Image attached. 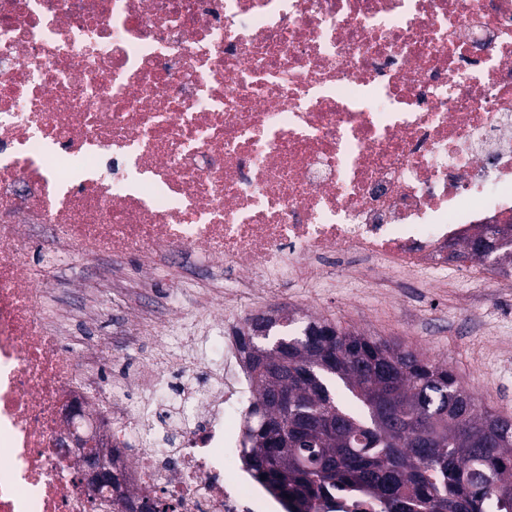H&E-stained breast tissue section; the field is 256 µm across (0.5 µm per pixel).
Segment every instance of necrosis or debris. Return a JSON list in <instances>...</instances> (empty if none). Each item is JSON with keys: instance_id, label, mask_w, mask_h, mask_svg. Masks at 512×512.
<instances>
[{"instance_id": "1", "label": "necrosis or debris", "mask_w": 512, "mask_h": 512, "mask_svg": "<svg viewBox=\"0 0 512 512\" xmlns=\"http://www.w3.org/2000/svg\"><path fill=\"white\" fill-rule=\"evenodd\" d=\"M512 223V0H0V512H288L225 461L257 394L242 301L282 282L448 283V252ZM133 325L79 351L69 282ZM145 270L131 281L122 261ZM203 267L166 324L154 267ZM170 329L153 363L105 383L115 341ZM91 429L119 484L85 491L60 448Z\"/></svg>"}]
</instances>
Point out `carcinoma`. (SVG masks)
I'll list each match as a JSON object with an SVG mask.
<instances>
[{"instance_id": "carcinoma-1", "label": "carcinoma", "mask_w": 512, "mask_h": 512, "mask_svg": "<svg viewBox=\"0 0 512 512\" xmlns=\"http://www.w3.org/2000/svg\"><path fill=\"white\" fill-rule=\"evenodd\" d=\"M496 269L504 246H474ZM247 335L258 388L242 453L295 512H332L336 496L370 495L381 512H512V422L459 385L448 367L310 319L293 337ZM288 422V444L269 425Z\"/></svg>"}]
</instances>
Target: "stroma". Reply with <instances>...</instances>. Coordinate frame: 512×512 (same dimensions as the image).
I'll return each mask as SVG.
<instances>
[{
	"label": "stroma",
	"mask_w": 512,
	"mask_h": 512,
	"mask_svg": "<svg viewBox=\"0 0 512 512\" xmlns=\"http://www.w3.org/2000/svg\"><path fill=\"white\" fill-rule=\"evenodd\" d=\"M316 316L448 366L480 407L512 419V288L415 283L392 297L361 288L322 292Z\"/></svg>",
	"instance_id": "35a3bbf8"
}]
</instances>
